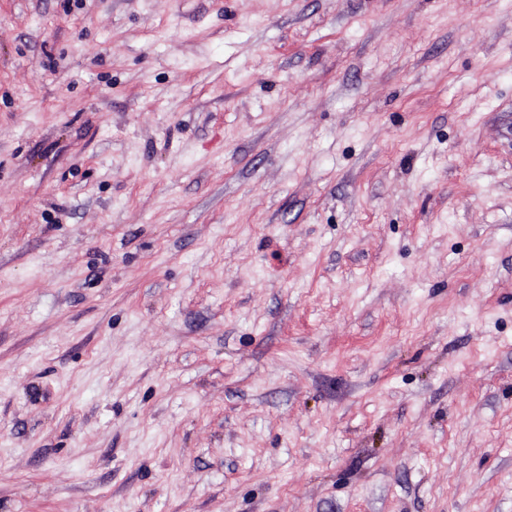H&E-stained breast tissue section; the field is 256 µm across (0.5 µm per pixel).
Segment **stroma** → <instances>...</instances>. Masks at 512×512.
Segmentation results:
<instances>
[{
	"mask_svg": "<svg viewBox=\"0 0 512 512\" xmlns=\"http://www.w3.org/2000/svg\"><path fill=\"white\" fill-rule=\"evenodd\" d=\"M0 512H512V0H0Z\"/></svg>",
	"mask_w": 512,
	"mask_h": 512,
	"instance_id": "1",
	"label": "stroma"
}]
</instances>
